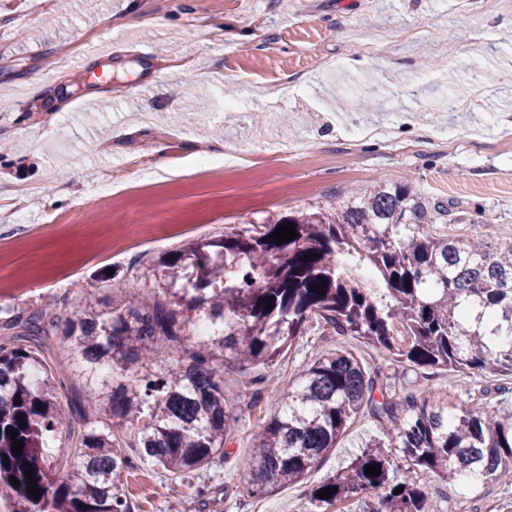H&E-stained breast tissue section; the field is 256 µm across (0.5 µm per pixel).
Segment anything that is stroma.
<instances>
[{
  "instance_id": "obj_1",
  "label": "stroma",
  "mask_w": 512,
  "mask_h": 512,
  "mask_svg": "<svg viewBox=\"0 0 512 512\" xmlns=\"http://www.w3.org/2000/svg\"><path fill=\"white\" fill-rule=\"evenodd\" d=\"M111 39L109 58L93 48ZM192 59L195 97L177 95L174 57ZM82 60V73L69 68ZM491 95L448 110L478 75ZM143 85L153 96L139 95ZM371 91L372 111L355 112ZM118 194L102 184L132 155ZM239 169L171 176L206 155ZM412 181L451 203L469 232L512 234V0H0V308H61L77 289L101 301L155 289L154 262L202 235L335 205L375 181ZM114 269L118 288L99 272ZM347 346L400 377L355 338L306 336L270 366L224 364L237 417L224 456L179 476L140 464L120 478L132 512H319L313 484L345 467L380 429L362 415L307 480L248 496L254 436L313 349ZM277 390L255 394L259 374ZM501 376L438 373L458 406ZM444 512H498L512 485L472 492L426 479Z\"/></svg>"
}]
</instances>
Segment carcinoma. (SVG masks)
Wrapping results in <instances>:
<instances>
[{"label": "carcinoma", "mask_w": 512, "mask_h": 512, "mask_svg": "<svg viewBox=\"0 0 512 512\" xmlns=\"http://www.w3.org/2000/svg\"><path fill=\"white\" fill-rule=\"evenodd\" d=\"M283 222L297 238L281 245L269 238L276 223L162 256L157 299L103 306L87 294L65 315L37 308L0 324V498L10 512H129L118 483L137 462L177 474L210 465L224 456L236 422L220 362L268 365L311 333L386 351L404 365L403 383L345 347L318 354L254 436L248 491L306 479L360 414L386 440L313 486L317 508L374 491L366 512H443L421 474L461 477L474 491L512 480V411L480 401L455 411L448 393L423 383L427 369L512 378V237L491 243L460 234L462 218L409 182H376ZM315 285L324 294L312 292ZM52 336L72 345L82 390L53 374ZM161 341L181 347L180 358L168 363L156 351ZM128 371L137 378L98 383L106 372ZM67 411L86 427L76 465L62 473L46 448ZM133 427L134 456L120 446ZM13 428L23 441L18 456ZM388 444L402 464L393 465ZM367 465L380 473L365 474ZM28 468L37 496L27 490ZM327 487L336 491L317 497Z\"/></svg>", "instance_id": "cac0c4a2"}]
</instances>
